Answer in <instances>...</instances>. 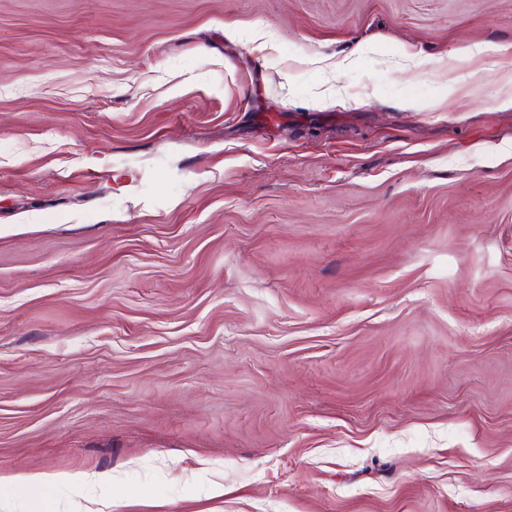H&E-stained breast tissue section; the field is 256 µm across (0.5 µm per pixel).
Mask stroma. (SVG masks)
I'll use <instances>...</instances> for the list:
<instances>
[{"mask_svg": "<svg viewBox=\"0 0 512 512\" xmlns=\"http://www.w3.org/2000/svg\"><path fill=\"white\" fill-rule=\"evenodd\" d=\"M2 473L512 512V0H0Z\"/></svg>", "mask_w": 512, "mask_h": 512, "instance_id": "1", "label": "stroma"}]
</instances>
